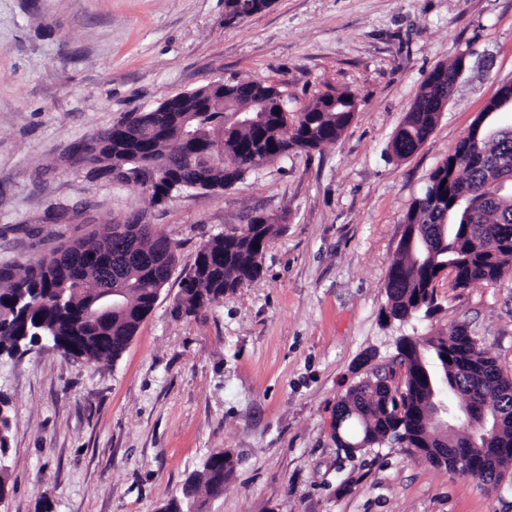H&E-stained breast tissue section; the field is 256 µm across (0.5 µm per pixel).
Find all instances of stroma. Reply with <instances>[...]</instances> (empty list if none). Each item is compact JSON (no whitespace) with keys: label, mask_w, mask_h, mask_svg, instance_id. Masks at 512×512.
<instances>
[{"label":"stroma","mask_w":512,"mask_h":512,"mask_svg":"<svg viewBox=\"0 0 512 512\" xmlns=\"http://www.w3.org/2000/svg\"><path fill=\"white\" fill-rule=\"evenodd\" d=\"M470 67L410 158L388 144L430 72ZM277 85L299 110L358 98L333 143L264 165L235 188L156 204L71 159L133 110L218 79ZM512 81V0H274L224 22V0H0V266L146 216L177 245L152 314L116 361L50 346L0 356L13 491L0 512H160L213 452L235 469L206 512H512L495 488L431 466L403 443L347 456L337 401L383 372L403 336L461 325L512 375V274L436 283L439 309L386 321L403 218L430 172ZM278 218L262 275L195 317L175 310L209 237Z\"/></svg>","instance_id":"35a3bbf8"}]
</instances>
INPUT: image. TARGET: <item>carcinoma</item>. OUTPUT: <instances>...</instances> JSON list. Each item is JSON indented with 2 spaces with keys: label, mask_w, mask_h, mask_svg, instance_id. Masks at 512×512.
<instances>
[{
  "label": "carcinoma",
  "mask_w": 512,
  "mask_h": 512,
  "mask_svg": "<svg viewBox=\"0 0 512 512\" xmlns=\"http://www.w3.org/2000/svg\"><path fill=\"white\" fill-rule=\"evenodd\" d=\"M455 63L436 67L391 141L395 156L407 158L434 130L437 109L445 98ZM281 90L269 83L230 79L217 102L208 87L191 97L180 95L159 104L160 112H130L120 120L131 135L117 125L75 146L76 159L88 163L119 185L146 186L157 203L169 191H224L243 182L245 175L268 162L297 151L307 153L334 142L355 115L353 93L319 96L300 112H280ZM265 100L266 121L239 125L227 116L249 99ZM506 164L511 175L512 126L495 139L469 128L429 177L423 192L404 217L405 235L414 245L402 247L386 281L391 311L409 319L420 310L436 307L435 284L440 275L454 271V287L474 283L494 284L512 262V193H497L487 184V172ZM465 195L475 213L460 216L439 237L438 223L446 212L457 210ZM276 224L260 216L245 228L209 238L205 253H197L176 296L180 314L196 316L260 277L262 255L275 234ZM63 258L95 256L89 265H59L44 260L34 267H0V354L14 355L20 347L42 336L64 358L74 361H115L143 322L142 313L157 303L159 281L177 262V245L153 231L150 224L127 220L112 225L108 235L89 236L55 249ZM112 269V285L125 289L126 315L100 311L102 271ZM459 326L450 336H435L417 346L398 351L391 376H399L398 401H390L387 388L377 378L360 381L342 403L347 413L340 426L343 439L366 449L383 439L394 424L410 448L464 449L466 439L439 430L432 419L443 396L461 395L465 403L477 399L486 413L499 417V434L512 444V378L471 341ZM11 420L9 400L0 394V504L10 490ZM234 469L230 453L210 454L190 473L180 495L161 512H180L193 503L203 512L206 501L221 491Z\"/></svg>",
  "instance_id": "carcinoma-1"
}]
</instances>
